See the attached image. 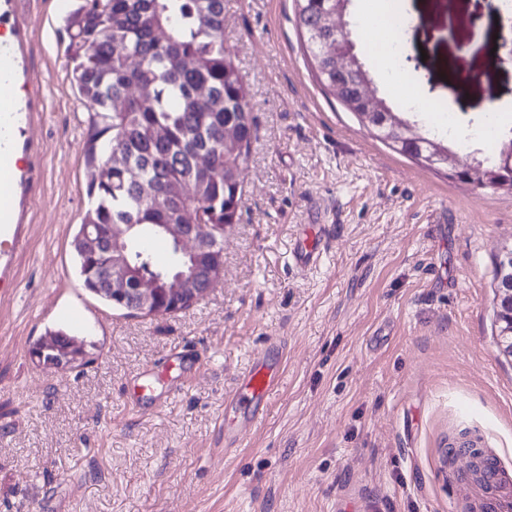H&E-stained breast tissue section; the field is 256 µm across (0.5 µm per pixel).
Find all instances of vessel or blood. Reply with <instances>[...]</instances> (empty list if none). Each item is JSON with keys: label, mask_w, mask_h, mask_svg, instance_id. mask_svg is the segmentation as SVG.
I'll use <instances>...</instances> for the list:
<instances>
[{"label": "vessel or blood", "mask_w": 512, "mask_h": 512, "mask_svg": "<svg viewBox=\"0 0 512 512\" xmlns=\"http://www.w3.org/2000/svg\"><path fill=\"white\" fill-rule=\"evenodd\" d=\"M24 0H0V288L14 278L18 253L28 232V215L38 191L36 147L29 137L43 106L37 75L29 62L32 21ZM320 238L307 230L294 260L298 268L315 265ZM283 354L270 345L257 356L236 386L235 399L224 407V437L237 438L267 406L282 375Z\"/></svg>", "instance_id": "1"}]
</instances>
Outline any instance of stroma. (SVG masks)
I'll return each mask as SVG.
<instances>
[{
    "label": "stroma",
    "instance_id": "obj_1",
    "mask_svg": "<svg viewBox=\"0 0 512 512\" xmlns=\"http://www.w3.org/2000/svg\"><path fill=\"white\" fill-rule=\"evenodd\" d=\"M411 24L395 93L362 44L382 97L461 156L512 137V59L491 50L512 21L491 0H400ZM73 0H25L45 110L34 135L41 186L0 291V512H492L448 444L468 432L512 492V357L497 343L496 256L512 246V191L426 169L376 139L317 78L293 0H224V45L249 93L251 145L224 271L197 303L130 317L90 294L70 242L89 206L64 16ZM437 105L427 114L419 100ZM327 228L316 267L293 252ZM77 310L64 322L59 313ZM70 325L86 365L41 372L30 350ZM281 383L234 448L224 401L268 342ZM183 358L182 388L133 381Z\"/></svg>",
    "mask_w": 512,
    "mask_h": 512
}]
</instances>
